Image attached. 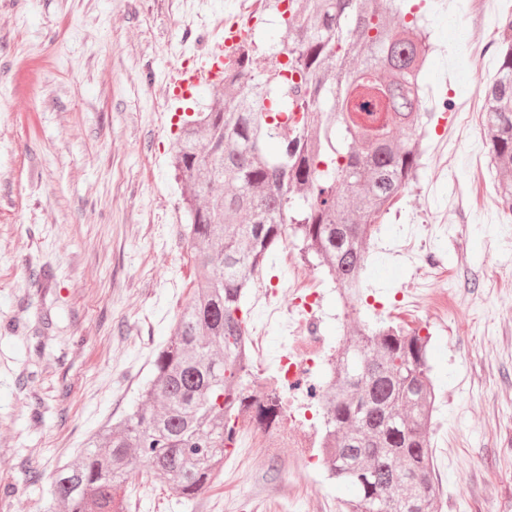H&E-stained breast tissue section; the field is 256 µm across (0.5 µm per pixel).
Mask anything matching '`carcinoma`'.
Returning <instances> with one entry per match:
<instances>
[{"instance_id":"1","label":"carcinoma","mask_w":512,"mask_h":512,"mask_svg":"<svg viewBox=\"0 0 512 512\" xmlns=\"http://www.w3.org/2000/svg\"><path fill=\"white\" fill-rule=\"evenodd\" d=\"M280 16L263 77L250 34L224 64V98L183 120L173 164L197 289L130 411L57 468L46 512H125L143 470L195 502L224 466L232 415L254 383L239 311L255 271L288 241L358 292L372 227L419 179L417 136L435 113L422 108L417 15L404 0H288ZM498 25L511 43L482 97L498 204L512 212V16ZM429 341L363 323L342 352L324 438L329 476L351 491L346 512H368L373 497L389 512L408 500L438 512Z\"/></svg>"}]
</instances>
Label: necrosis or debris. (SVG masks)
I'll list each match as a JSON object with an SVG mask.
<instances>
[{
  "mask_svg": "<svg viewBox=\"0 0 512 512\" xmlns=\"http://www.w3.org/2000/svg\"><path fill=\"white\" fill-rule=\"evenodd\" d=\"M485 180L481 166L471 169L467 183L459 185L448 208L440 211V227L457 225L467 212L485 214L490 210L478 194L477 186ZM429 227L416 224L402 247L410 266L424 270L427 276L440 277V256L427 244ZM291 300L283 302L277 288L270 287L253 296L256 316L250 322L243 348L249 360H257L271 332L287 339L288 347L276 361V368L257 377L266 390L276 391L280 415L276 424H261L251 407L239 409L233 419L241 447L259 449L271 459L279 458L282 449L309 471L323 468L328 456L322 432L323 406L316 396L318 388L334 378L341 358V346L330 345L322 331L323 292L317 288L303 266L289 270ZM400 300L414 312H427L432 323L447 320L456 306L455 296L421 284L403 289Z\"/></svg>",
  "mask_w": 512,
  "mask_h": 512,
  "instance_id": "obj_1",
  "label": "necrosis or debris"
}]
</instances>
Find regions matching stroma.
<instances>
[{
    "label": "stroma",
    "mask_w": 512,
    "mask_h": 512,
    "mask_svg": "<svg viewBox=\"0 0 512 512\" xmlns=\"http://www.w3.org/2000/svg\"><path fill=\"white\" fill-rule=\"evenodd\" d=\"M427 0L437 50L420 80L429 100L478 92L492 67L465 68L460 29L472 0ZM253 27L264 73L280 18L261 5ZM224 0H0V512H45L54 471L129 411L190 299L195 269L182 236L183 179L173 166L180 118L224 94L218 77L174 92L185 68L219 53ZM463 165L424 169L368 243L366 293L387 299L422 280L393 243L448 205ZM444 259L433 287L469 298L431 326L428 359L442 401L431 436L443 512H512V222L465 220L436 234ZM242 480L214 482L192 505L145 477L126 512H342L347 488L326 470L233 453Z\"/></svg>",
    "instance_id": "obj_1"
}]
</instances>
